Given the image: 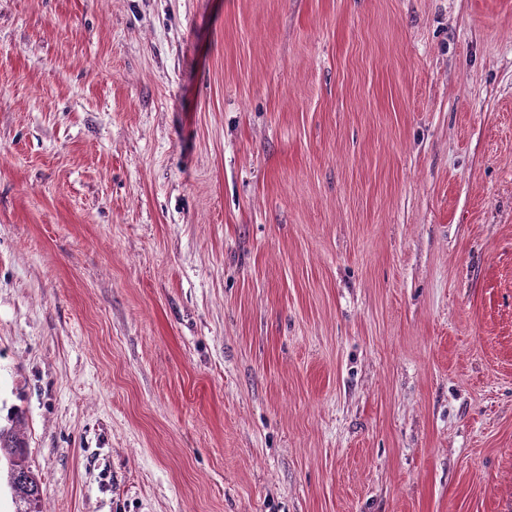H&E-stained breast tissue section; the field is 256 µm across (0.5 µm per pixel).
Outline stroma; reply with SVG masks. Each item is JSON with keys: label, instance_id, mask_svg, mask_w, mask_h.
I'll use <instances>...</instances> for the list:
<instances>
[{"label": "stroma", "instance_id": "stroma-1", "mask_svg": "<svg viewBox=\"0 0 512 512\" xmlns=\"http://www.w3.org/2000/svg\"><path fill=\"white\" fill-rule=\"evenodd\" d=\"M44 512H512V0H0V418Z\"/></svg>", "mask_w": 512, "mask_h": 512}]
</instances>
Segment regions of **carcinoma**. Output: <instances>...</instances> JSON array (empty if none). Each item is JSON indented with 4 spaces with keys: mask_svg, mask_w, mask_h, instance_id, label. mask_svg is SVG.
<instances>
[{
    "mask_svg": "<svg viewBox=\"0 0 512 512\" xmlns=\"http://www.w3.org/2000/svg\"><path fill=\"white\" fill-rule=\"evenodd\" d=\"M24 413L16 408L8 413L7 423L0 424V457L10 464L8 484L17 504L16 512H43L39 479L26 463L27 441L22 431Z\"/></svg>",
    "mask_w": 512,
    "mask_h": 512,
    "instance_id": "carcinoma-1",
    "label": "carcinoma"
}]
</instances>
